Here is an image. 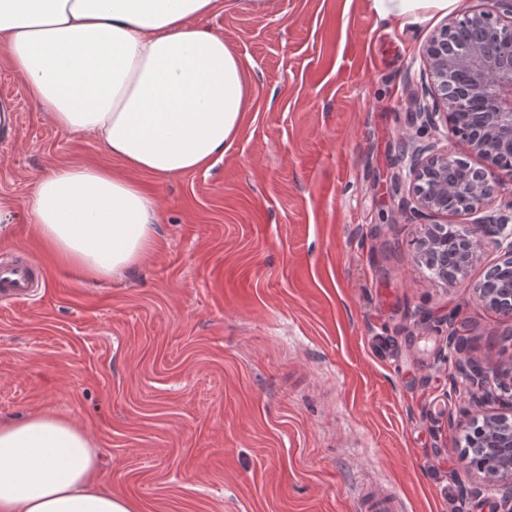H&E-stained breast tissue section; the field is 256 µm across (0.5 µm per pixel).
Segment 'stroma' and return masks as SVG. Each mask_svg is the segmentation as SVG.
<instances>
[{
  "label": "stroma",
  "mask_w": 512,
  "mask_h": 512,
  "mask_svg": "<svg viewBox=\"0 0 512 512\" xmlns=\"http://www.w3.org/2000/svg\"><path fill=\"white\" fill-rule=\"evenodd\" d=\"M441 19L382 23L367 0H216L249 97L223 158L136 173L159 202L155 251L94 280L38 236L25 200L70 166L127 168L52 124L0 46V263L36 259L30 301L0 300V422L70 415L91 434L99 488L137 512H356L396 488L410 512L463 502L456 460L469 400L449 331L512 367V321L416 260L425 218L391 189L399 137Z\"/></svg>",
  "instance_id": "stroma-1"
}]
</instances>
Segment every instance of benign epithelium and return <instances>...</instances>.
<instances>
[{"label":"benign epithelium","instance_id":"7a95c632","mask_svg":"<svg viewBox=\"0 0 512 512\" xmlns=\"http://www.w3.org/2000/svg\"><path fill=\"white\" fill-rule=\"evenodd\" d=\"M482 7L448 18L422 51L421 79L429 83L417 102L411 124L427 137L420 143L404 139L402 173L394 189L406 180L412 190V211L446 215L448 194L465 190L467 211L478 215L472 224H430L418 249L420 262L433 277L449 281L472 265L486 248L499 253L482 279L471 287L472 298L512 320V279L503 285L504 273L512 275V198L494 215L485 214L500 187V173L512 177V166L499 157V146L512 144V0H480ZM460 138L470 153L490 160L488 167H474L448 148V133ZM455 369L475 401H495L506 413L474 417L466 430L477 429L474 441L460 463L471 470V458L492 448L493 467L479 473L465 490L468 498L492 496L495 512H512V369L504 371L466 355Z\"/></svg>","mask_w":512,"mask_h":512}]
</instances>
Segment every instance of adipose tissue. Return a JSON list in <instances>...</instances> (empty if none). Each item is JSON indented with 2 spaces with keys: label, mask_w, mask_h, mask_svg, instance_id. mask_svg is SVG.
Here are the masks:
<instances>
[{
  "label": "adipose tissue",
  "mask_w": 512,
  "mask_h": 512,
  "mask_svg": "<svg viewBox=\"0 0 512 512\" xmlns=\"http://www.w3.org/2000/svg\"><path fill=\"white\" fill-rule=\"evenodd\" d=\"M216 0H0V45L50 122L92 136L131 170L166 176L221 157L248 99L224 38L196 27ZM458 0H368L417 26ZM26 205L60 259L101 280L154 249L158 203L132 178L72 166L35 181ZM88 432L37 412L0 424V512H137L95 488Z\"/></svg>",
  "instance_id": "ef3b65f1"
}]
</instances>
